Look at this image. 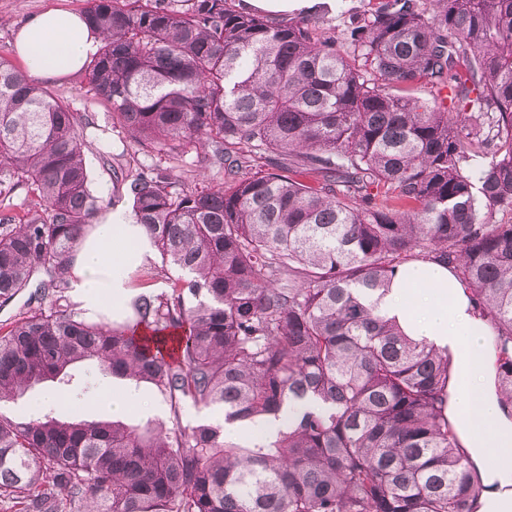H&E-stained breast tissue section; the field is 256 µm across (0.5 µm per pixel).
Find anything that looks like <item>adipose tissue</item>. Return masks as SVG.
Wrapping results in <instances>:
<instances>
[{"label": "adipose tissue", "mask_w": 512, "mask_h": 512, "mask_svg": "<svg viewBox=\"0 0 512 512\" xmlns=\"http://www.w3.org/2000/svg\"><path fill=\"white\" fill-rule=\"evenodd\" d=\"M99 45V37L83 17L50 9L20 27L15 50L30 75L53 79L82 70ZM93 226L70 277V298L90 319L104 303L122 305L128 295L127 269L153 253L149 236L123 209L103 210ZM379 310L406 335L453 355L460 379L451 390V411L464 448L489 484L479 512H512V419L504 416L487 387L492 357L488 325L475 316L466 292L448 268L430 261L401 267Z\"/></svg>", "instance_id": "obj_1"}]
</instances>
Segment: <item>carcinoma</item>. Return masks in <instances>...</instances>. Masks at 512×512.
I'll use <instances>...</instances> for the list:
<instances>
[{
    "label": "carcinoma",
    "instance_id": "carcinoma-1",
    "mask_svg": "<svg viewBox=\"0 0 512 512\" xmlns=\"http://www.w3.org/2000/svg\"><path fill=\"white\" fill-rule=\"evenodd\" d=\"M234 0H88L86 66L138 147L191 149L224 182L118 172L165 263L88 321L67 295L104 208L91 119L0 54V404L77 368L146 385L166 421L0 413V502L21 512H477L448 410L453 356L379 312L397 269L448 267L492 329L512 415V0H378L341 34ZM420 88L430 98L416 95ZM267 158L251 168L250 154ZM315 175V181L302 179ZM158 279L168 288L151 290ZM268 437L183 424L186 404ZM30 199L27 188L19 185L10 193L0 195V217L1 215L21 216Z\"/></svg>",
    "mask_w": 512,
    "mask_h": 512
}]
</instances>
